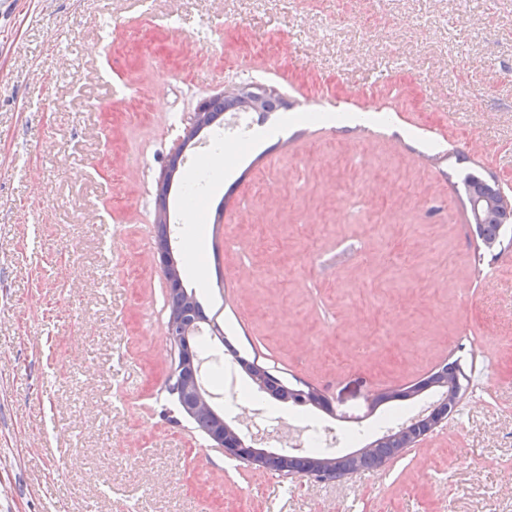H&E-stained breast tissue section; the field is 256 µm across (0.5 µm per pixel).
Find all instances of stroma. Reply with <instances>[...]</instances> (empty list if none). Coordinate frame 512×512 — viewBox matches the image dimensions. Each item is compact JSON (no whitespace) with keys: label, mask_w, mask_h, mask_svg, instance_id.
I'll return each instance as SVG.
<instances>
[{"label":"stroma","mask_w":512,"mask_h":512,"mask_svg":"<svg viewBox=\"0 0 512 512\" xmlns=\"http://www.w3.org/2000/svg\"><path fill=\"white\" fill-rule=\"evenodd\" d=\"M266 77L282 134L207 208L209 307L247 359L376 438L457 361L459 403L383 471L287 479L165 402L157 182L200 101ZM372 114L316 129L299 114ZM180 114V128L171 125ZM395 114L385 127L382 117ZM167 197L185 256L184 195ZM512 196V0H12L0 11V512H512V225L487 249L460 179Z\"/></svg>","instance_id":"stroma-1"}]
</instances>
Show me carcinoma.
Here are the masks:
<instances>
[{"mask_svg": "<svg viewBox=\"0 0 512 512\" xmlns=\"http://www.w3.org/2000/svg\"><path fill=\"white\" fill-rule=\"evenodd\" d=\"M277 108L276 99L267 93V90L252 86L240 91L236 96L218 98L209 102L207 110L206 125L218 127L223 124L224 112L227 110H249L251 112L265 113ZM497 185L494 178H482L469 174L464 178L465 195L469 204V210H474V203L477 198ZM476 232L479 238L489 244L500 243L502 228L512 224V204L503 203L493 207H486L480 210L479 216L472 217ZM169 284L179 286V289L168 292L169 321L172 333L177 334L185 325L194 324L200 326L209 321L206 309L199 301L196 289L189 288L184 283L183 268L180 261L172 257L164 270ZM177 362L173 368V374L167 383V392L175 399L179 410L186 414L202 433L212 439L216 435L225 432L224 411L217 408L215 411L196 412L188 408L192 391L201 385H206L198 366L190 362V356L197 355L204 347L200 335L188 337V339L176 344ZM241 370L249 380L254 376L263 374V383L257 388L270 398L282 402L303 407L305 403L300 401L298 389L290 388L281 379L270 373L268 370L258 366L246 364L240 360ZM462 376L457 363H449L442 366L433 373L429 381L435 384L440 390V398L437 403L452 409L455 389L452 387L458 378ZM426 429L422 421L411 422L407 425L398 426L391 431L383 433L380 437L369 444L370 451L357 455L344 454L332 455L323 452L310 451L305 454L292 455L284 449L279 452H272L263 458V464L267 468L276 471L293 470L297 473H309L323 463H331L336 470H352L354 472L362 468H373L383 460L395 456L403 442L412 435Z\"/></svg>", "mask_w": 512, "mask_h": 512, "instance_id": "carcinoma-1", "label": "carcinoma"}]
</instances>
